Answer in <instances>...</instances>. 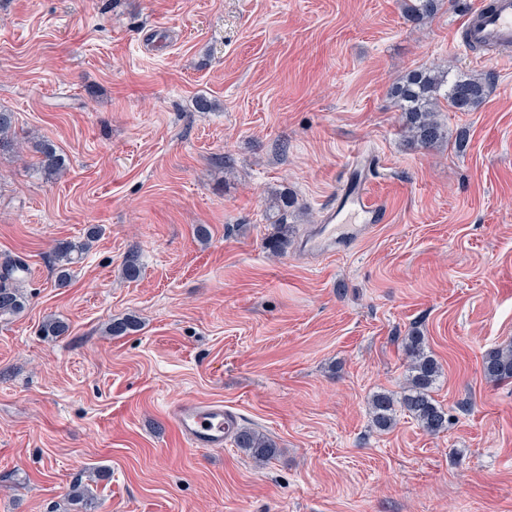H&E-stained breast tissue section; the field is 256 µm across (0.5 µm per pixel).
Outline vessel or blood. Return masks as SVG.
Listing matches in <instances>:
<instances>
[{
  "label": "vessel or blood",
  "mask_w": 512,
  "mask_h": 512,
  "mask_svg": "<svg viewBox=\"0 0 512 512\" xmlns=\"http://www.w3.org/2000/svg\"><path fill=\"white\" fill-rule=\"evenodd\" d=\"M458 45L478 61L512 59V0H478L460 29ZM364 161L359 152L349 162L336 197L326 208L324 222L307 242V249L323 251L335 245L337 230L350 220L362 224L384 220L383 205L369 192ZM170 414L193 449L222 447L235 424L234 416L218 402L179 403L171 406Z\"/></svg>",
  "instance_id": "vessel-or-blood-1"
}]
</instances>
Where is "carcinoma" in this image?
<instances>
[{
  "label": "carcinoma",
  "mask_w": 512,
  "mask_h": 512,
  "mask_svg": "<svg viewBox=\"0 0 512 512\" xmlns=\"http://www.w3.org/2000/svg\"><path fill=\"white\" fill-rule=\"evenodd\" d=\"M441 6L442 0H405L407 16L419 21L435 15ZM448 75L446 68H420L408 72L392 85L391 95L401 111V131L407 142L427 148L444 140L446 131L438 115L440 100H445L448 108L457 112H470L486 100L491 87L489 77L467 74L450 79ZM15 138L13 113L0 110V150L13 148ZM35 149L42 155L41 172L53 176L64 170V159L51 143L41 140ZM278 207L280 222L269 240V248L276 255L285 251L288 245V197H279ZM85 248L84 243L77 245L69 241L56 246L54 266L58 285L63 286L68 282L69 265L73 264L74 253ZM22 271L24 266L18 260L4 263L0 271V315H15L24 310L26 296L21 291L20 278L17 276ZM139 326L138 320L126 317L112 322L108 333L121 336L138 330ZM404 351L409 359V370L403 395L397 400L390 393L374 394L371 400L373 421L381 430L390 429L395 424L396 407L399 406L425 432L439 434L448 429V411L433 396L440 367L435 358L426 352L420 336L406 337ZM482 372L489 382H511L512 345L489 351L483 359ZM234 442L259 463L269 462L278 453L276 444L254 428L238 429ZM70 496L76 512H98V497L87 486L80 483L73 485Z\"/></svg>",
  "instance_id": "carcinoma-1"
}]
</instances>
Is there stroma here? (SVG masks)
I'll use <instances>...</instances> for the list:
<instances>
[{
	"label": "stroma",
	"instance_id": "35a3bbf8",
	"mask_svg": "<svg viewBox=\"0 0 512 512\" xmlns=\"http://www.w3.org/2000/svg\"><path fill=\"white\" fill-rule=\"evenodd\" d=\"M472 2L414 23L401 0H0L18 136L0 262L24 263L27 298L0 317V512H73L78 479L100 512H512V383L482 374L512 344V62L458 47ZM441 62L493 89L441 110L451 138L422 148L389 90ZM42 139L60 175L36 170ZM359 150L386 221L305 251ZM281 194L293 231L275 256ZM85 240L58 286L56 246ZM130 315L139 330L107 334ZM50 317L68 332L42 335ZM414 332L442 371L437 435L404 412L373 423ZM197 401L276 457L189 448L168 410ZM234 442L237 448H241L259 463L269 462L279 451L270 438L250 427L239 428L234 435Z\"/></svg>",
	"mask_w": 512,
	"mask_h": 512
}]
</instances>
